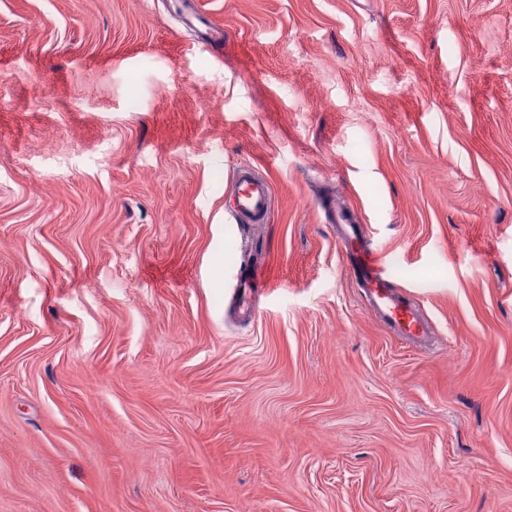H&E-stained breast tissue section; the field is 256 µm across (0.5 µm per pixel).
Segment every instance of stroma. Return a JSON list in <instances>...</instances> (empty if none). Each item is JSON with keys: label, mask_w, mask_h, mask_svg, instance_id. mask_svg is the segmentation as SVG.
Here are the masks:
<instances>
[{"label": "stroma", "mask_w": 512, "mask_h": 512, "mask_svg": "<svg viewBox=\"0 0 512 512\" xmlns=\"http://www.w3.org/2000/svg\"><path fill=\"white\" fill-rule=\"evenodd\" d=\"M193 7L0 0V512H512V0ZM231 215L243 224H263L273 208L270 183L250 167H241L229 189ZM327 222L336 224L338 241L353 262L371 310L398 336L411 344L423 342L433 331L414 299L395 288L394 269L365 239L353 214L332 205Z\"/></svg>", "instance_id": "1"}]
</instances>
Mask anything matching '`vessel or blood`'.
I'll return each instance as SVG.
<instances>
[{"instance_id": "obj_1", "label": "vessel or blood", "mask_w": 512, "mask_h": 512, "mask_svg": "<svg viewBox=\"0 0 512 512\" xmlns=\"http://www.w3.org/2000/svg\"><path fill=\"white\" fill-rule=\"evenodd\" d=\"M229 193L233 218L244 224L267 221L274 203L272 189L268 180L252 168L237 171ZM327 221L335 225L337 238L355 267L373 313L408 342H423L432 333L428 318L414 299L398 292L392 265L367 242L353 214L332 206Z\"/></svg>"}]
</instances>
